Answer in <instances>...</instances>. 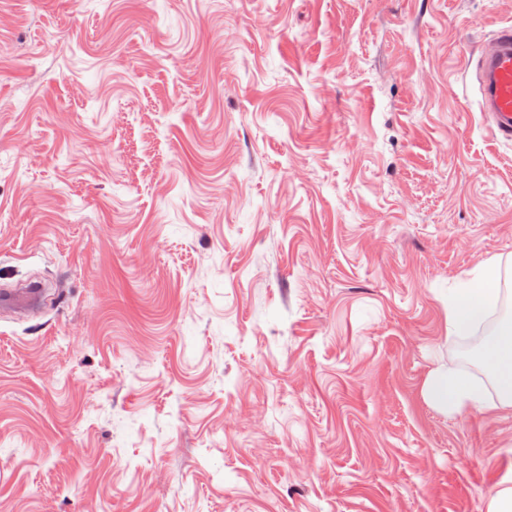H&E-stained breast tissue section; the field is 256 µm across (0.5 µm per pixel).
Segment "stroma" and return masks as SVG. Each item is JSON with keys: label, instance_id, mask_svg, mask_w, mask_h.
<instances>
[{"label": "stroma", "instance_id": "obj_1", "mask_svg": "<svg viewBox=\"0 0 512 512\" xmlns=\"http://www.w3.org/2000/svg\"><path fill=\"white\" fill-rule=\"evenodd\" d=\"M512 0H0V512H486L428 397L512 281L476 62ZM501 269L497 261H487L478 267L476 276L456 288L448 298V336L467 337L488 318L499 301ZM40 302L39 294L31 288L3 290L0 293L1 309H10L17 313L36 307Z\"/></svg>", "mask_w": 512, "mask_h": 512}]
</instances>
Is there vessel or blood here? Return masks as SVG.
<instances>
[{"label": "vessel or blood", "instance_id": "obj_1", "mask_svg": "<svg viewBox=\"0 0 512 512\" xmlns=\"http://www.w3.org/2000/svg\"><path fill=\"white\" fill-rule=\"evenodd\" d=\"M479 108L495 138L512 143V25L501 27L479 61ZM39 294L29 288L0 292V307L17 313L36 307Z\"/></svg>", "mask_w": 512, "mask_h": 512}]
</instances>
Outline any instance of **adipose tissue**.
<instances>
[{"mask_svg":"<svg viewBox=\"0 0 512 512\" xmlns=\"http://www.w3.org/2000/svg\"><path fill=\"white\" fill-rule=\"evenodd\" d=\"M501 276L499 262L481 264L475 277L455 290L448 300V334L467 337L488 318L499 301L496 287ZM483 361L491 371L497 391L488 396L480 383L470 379L456 364L430 375L427 394L448 413L474 408L487 416L512 412V322L502 323L483 345Z\"/></svg>","mask_w":512,"mask_h":512,"instance_id":"adipose-tissue-1","label":"adipose tissue"}]
</instances>
